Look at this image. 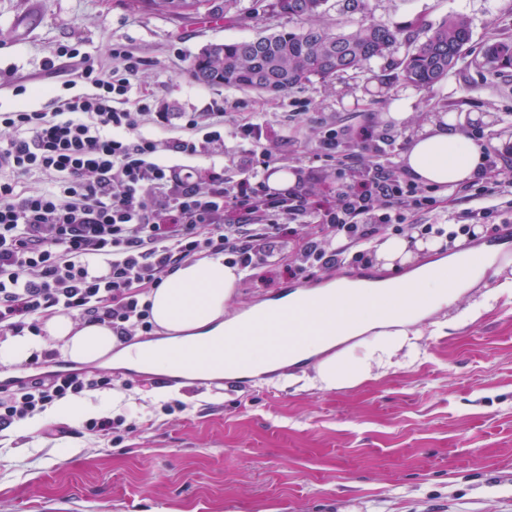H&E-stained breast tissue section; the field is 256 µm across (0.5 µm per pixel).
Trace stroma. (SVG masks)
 Instances as JSON below:
<instances>
[{
  "label": "stroma",
  "mask_w": 512,
  "mask_h": 512,
  "mask_svg": "<svg viewBox=\"0 0 512 512\" xmlns=\"http://www.w3.org/2000/svg\"><path fill=\"white\" fill-rule=\"evenodd\" d=\"M253 0H239L238 22L208 12L174 18L137 10L129 0H0V105L20 76L44 79L41 64L58 48L86 52L111 66V48L144 60L139 82L152 111L177 118L221 104L224 150L196 158L222 164L238 149L234 121L266 126L288 171L309 165L314 127L372 125L405 145L425 126L454 113L470 135L512 167V70L488 73L487 47L512 38V0H369L376 21L402 27L467 16L471 40L448 77L419 89L395 65L398 48L364 69L275 97L232 85H206L188 73L209 44L251 39L287 26L284 18L249 19ZM412 101L401 122L394 100ZM512 280V267L463 295L457 306L419 323L421 354L413 363L357 386L304 389L288 383L299 366L274 370L243 388L220 381L164 387L111 366L123 395L113 419L141 432L105 443L83 433L84 418L102 416L94 393L84 416H44L31 435L0 430V512H512V297L487 303L486 287ZM284 269H257L240 280L231 312L328 284ZM480 316L447 321L475 303Z\"/></svg>",
  "instance_id": "1"
}]
</instances>
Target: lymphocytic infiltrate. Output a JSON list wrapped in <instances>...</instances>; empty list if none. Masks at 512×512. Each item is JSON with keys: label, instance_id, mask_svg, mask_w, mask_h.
Wrapping results in <instances>:
<instances>
[{"label": "lymphocytic infiltrate", "instance_id": "lymphocytic-infiltrate-1", "mask_svg": "<svg viewBox=\"0 0 512 512\" xmlns=\"http://www.w3.org/2000/svg\"><path fill=\"white\" fill-rule=\"evenodd\" d=\"M110 54L120 64L105 70L78 49L60 50L42 65L62 88L52 110L26 102L0 111L1 336L40 335L43 320L61 312L106 324L126 342L153 330L144 295L200 255H224L244 272L283 265L307 280L367 263L387 225L409 238L433 230L418 214L457 217L435 188L400 174L398 145L367 124L319 128L311 160L331 180L317 192L301 170L293 185L271 190L268 172L279 158L250 119L235 131L242 146L229 159L234 177L199 169L193 158L224 146L223 107L180 113L182 134L172 136L167 113L131 96L141 58L120 47ZM80 85L91 93L73 95ZM36 174L46 187L23 189ZM473 196L481 205L467 211L463 233L512 209V175L495 152H487ZM55 357L34 354L33 375L0 385L1 429L67 396L111 388L105 372L42 374Z\"/></svg>", "mask_w": 512, "mask_h": 512}]
</instances>
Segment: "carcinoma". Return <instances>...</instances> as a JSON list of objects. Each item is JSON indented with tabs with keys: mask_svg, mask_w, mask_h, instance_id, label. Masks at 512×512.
<instances>
[{
	"mask_svg": "<svg viewBox=\"0 0 512 512\" xmlns=\"http://www.w3.org/2000/svg\"><path fill=\"white\" fill-rule=\"evenodd\" d=\"M163 14L184 17L197 14L210 0H131ZM329 0H255L253 15L286 17L292 23L248 40L224 43V83L260 93L273 84L284 93L314 78L327 79L363 69L372 59L390 55L405 44V55L396 62L402 78L419 88H429L452 71L471 40L469 21L451 15L436 27L417 23L402 28L371 17L368 0H339V14L359 13L353 26L338 20L318 24L328 11ZM491 72L512 68V41L491 44L484 54Z\"/></svg>",
	"mask_w": 512,
	"mask_h": 512,
	"instance_id": "obj_1",
	"label": "carcinoma"
}]
</instances>
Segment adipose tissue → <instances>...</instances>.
Listing matches in <instances>:
<instances>
[{"label":"adipose tissue","instance_id":"adipose-tissue-1","mask_svg":"<svg viewBox=\"0 0 512 512\" xmlns=\"http://www.w3.org/2000/svg\"><path fill=\"white\" fill-rule=\"evenodd\" d=\"M485 151V144L465 132L463 119L449 115L419 132L401 161L418 182L445 190L480 177ZM442 245L439 238H387L378 245L376 257L392 276L382 281L376 296L365 294L355 303H342L317 315L298 314L285 322L273 302L227 316L239 275L225 264L223 255H208L182 265L148 292L151 320L161 333L157 341L120 351L111 327L56 314L45 321L43 335L1 338L0 366H20L33 353L52 349L76 363H109L117 357L130 368L168 371L175 353L203 346L212 353V366L203 376L217 379L224 375V342L231 336L243 351L247 372L257 376L277 369L267 338L284 335L294 347L290 364L315 362L312 375L305 378L307 387L350 388L371 378L373 368L393 367L398 355L416 358L417 324L453 305L478 284L483 271L473 265V250L463 238L455 240V250L448 257L413 267L408 277L398 276V268L411 265L415 252H434ZM408 278L414 280L425 303L403 316L393 313L390 304L401 301V288ZM352 336L357 342L350 347L346 341Z\"/></svg>","mask_w":512,"mask_h":512}]
</instances>
